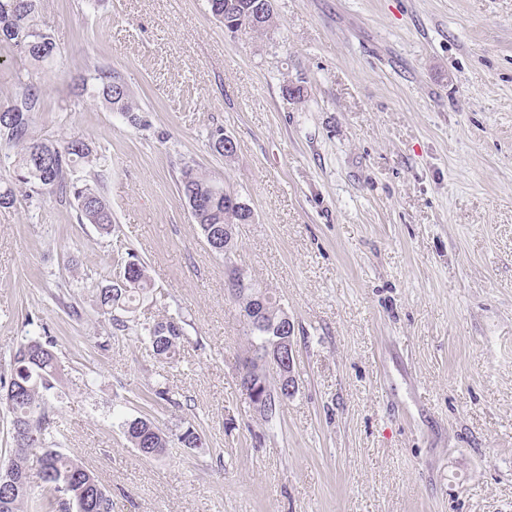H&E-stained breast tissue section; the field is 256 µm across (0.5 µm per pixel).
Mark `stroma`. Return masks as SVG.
Returning <instances> with one entry per match:
<instances>
[{
	"label": "stroma",
	"instance_id": "stroma-1",
	"mask_svg": "<svg viewBox=\"0 0 512 512\" xmlns=\"http://www.w3.org/2000/svg\"><path fill=\"white\" fill-rule=\"evenodd\" d=\"M273 8L232 33L206 0H42L58 52L31 131L105 156L113 231L70 195L0 208V362L51 337L50 418L113 512H512V0ZM101 68L140 125L75 96ZM186 164L252 209L234 259L295 326L299 389L270 422L239 385L247 327ZM127 252L153 291L118 332L97 294ZM169 316L171 367L140 336ZM160 385L173 403L146 405ZM141 416L203 445L141 457L119 426Z\"/></svg>",
	"mask_w": 512,
	"mask_h": 512
}]
</instances>
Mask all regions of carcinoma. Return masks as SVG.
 Instances as JSON below:
<instances>
[{
    "instance_id": "1",
    "label": "carcinoma",
    "mask_w": 512,
    "mask_h": 512,
    "mask_svg": "<svg viewBox=\"0 0 512 512\" xmlns=\"http://www.w3.org/2000/svg\"><path fill=\"white\" fill-rule=\"evenodd\" d=\"M41 0H0V49L16 52L43 67L54 59L56 45L46 26L39 21ZM214 16L230 22L231 32H261L268 29L255 15V5L262 0H207ZM91 92L120 112L134 125L142 123L140 107L119 73L100 70L95 83L80 88L78 96ZM43 98L40 82L32 78L19 84L8 121L0 122V139L21 147L14 166V180L25 189L28 199L50 193H72L82 223L94 224L112 233V210L98 188L71 182L70 175L81 161L99 160L82 139L72 138L62 147L36 141L30 133V116L41 110ZM181 196L189 206L193 221L204 238L224 234V204L240 196L221 187L212 179L186 164L180 170ZM119 276L100 288L99 309L109 316L112 327L120 332L128 329L116 311L130 312L135 303L151 290L146 267L137 260H118ZM238 291L231 294L246 318L263 319L270 328L277 327L281 310L276 298L259 287L246 270L238 266ZM152 355L165 364L178 362L179 347L184 338L181 320L166 318L141 327ZM258 381L267 395L275 399L266 413L271 420L280 413L283 403L277 400L280 379L269 380L267 366L260 368ZM60 377L58 356L51 341L31 337L20 344L9 362L0 370V405L11 414L12 446L0 457V512H112V494L98 476L77 458L58 450L60 438L50 430L52 425L47 396ZM123 433L136 451L145 458L161 456L168 448V436L147 416L124 420ZM177 441L186 448H198L202 438L193 424L176 433ZM36 458L38 469L31 472L28 462Z\"/></svg>"
}]
</instances>
